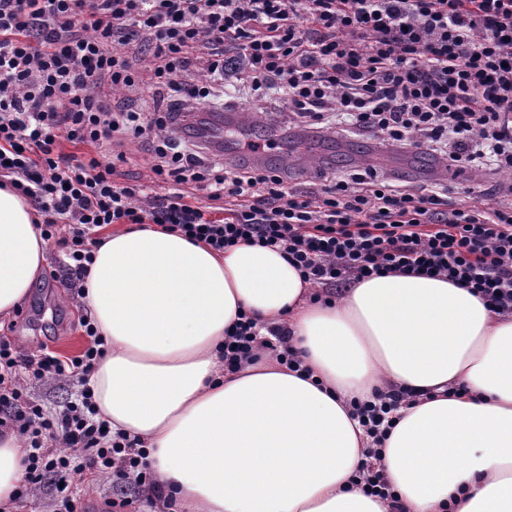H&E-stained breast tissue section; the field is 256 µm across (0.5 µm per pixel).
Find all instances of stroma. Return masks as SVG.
Masks as SVG:
<instances>
[{
  "mask_svg": "<svg viewBox=\"0 0 512 512\" xmlns=\"http://www.w3.org/2000/svg\"><path fill=\"white\" fill-rule=\"evenodd\" d=\"M235 113L226 114L221 124L229 132L224 139L225 155L237 154L236 140L230 131L235 127V115L251 112L259 123L253 136L276 142L274 150L264 152L262 162L271 166H289V186L299 192L321 187L325 176L349 170L373 167L387 179L407 182L415 187H428L445 182L442 170L436 169L433 152L421 149H396L379 144L367 136L324 131L313 133L299 128L288 129L286 108L278 101L264 103L235 101ZM312 158V166L301 165V158ZM59 268V252L55 244L47 246L44 272L30 296L12 315L0 319V337L15 341L23 353H38L41 346L65 357L80 354L87 344L79 319L83 309L65 289L57 287L53 273ZM126 498L123 512H152L151 504L132 484L116 485L99 480L87 495L90 512H98L104 500Z\"/></svg>",
  "mask_w": 512,
  "mask_h": 512,
  "instance_id": "stroma-1",
  "label": "stroma"
}]
</instances>
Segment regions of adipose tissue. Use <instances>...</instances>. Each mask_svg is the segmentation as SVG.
<instances>
[{"label": "adipose tissue", "instance_id": "ef3b65f1", "mask_svg": "<svg viewBox=\"0 0 512 512\" xmlns=\"http://www.w3.org/2000/svg\"><path fill=\"white\" fill-rule=\"evenodd\" d=\"M33 209L0 187V315L46 262ZM280 252L224 253L154 224L104 235L81 298L107 353L91 377L110 427L140 442L173 499L156 512H391L354 486L371 439L351 399L408 392L375 466L400 512H512V315L448 281L387 275L314 300ZM292 332L303 372L262 355L225 370L238 313ZM24 444L0 436V512Z\"/></svg>", "mask_w": 512, "mask_h": 512}]
</instances>
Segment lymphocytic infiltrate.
Listing matches in <instances>:
<instances>
[{
	"mask_svg": "<svg viewBox=\"0 0 512 512\" xmlns=\"http://www.w3.org/2000/svg\"><path fill=\"white\" fill-rule=\"evenodd\" d=\"M228 84L278 95L291 126L345 123L391 147H427L473 182L512 170V0H0V183L58 247L60 287L83 290L110 226L156 224L216 252L280 251L320 301L417 274L512 314L511 204L482 202L472 185L395 186L372 168L293 191L281 171L182 136L180 116L215 107ZM116 91L152 104L115 109ZM135 143L152 164L130 182L118 166ZM80 327L91 343L74 357L26 356L0 339V433L24 439L21 494L53 481L54 512H81L91 483L112 476L161 498L147 450L98 416L89 381L107 347L91 318ZM269 334L240 315L224 337L225 369L259 347L299 371L287 327ZM24 378L80 391L47 409L24 400ZM407 398L390 389L351 404L375 441L357 483L384 500L394 494L370 459Z\"/></svg>",
	"mask_w": 512,
	"mask_h": 512,
	"instance_id": "obj_1",
	"label": "lymphocytic infiltrate"
}]
</instances>
